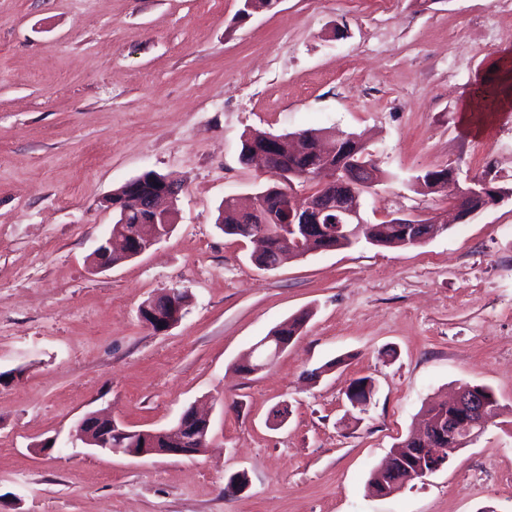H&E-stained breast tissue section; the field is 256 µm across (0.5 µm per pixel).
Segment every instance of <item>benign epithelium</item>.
<instances>
[{
	"mask_svg": "<svg viewBox=\"0 0 512 512\" xmlns=\"http://www.w3.org/2000/svg\"><path fill=\"white\" fill-rule=\"evenodd\" d=\"M303 154L314 158L312 165L314 175L320 182L319 191L313 195L302 194L292 190L281 196L280 211L274 215L266 211L265 196L254 194L246 206H236V216L240 224H252L256 216L266 212L267 220L275 224H334L336 235L345 236L352 241L361 239L363 227L368 224L364 217L361 186L370 188L376 185L375 174L377 163L374 159H365L358 155V137L348 135L337 139L327 133L317 139H309L303 134L290 138L266 135V140L257 146L249 155V161H258L276 181L288 182L289 176L300 177L296 170H290L285 161ZM361 168L364 181H353L355 168ZM430 186L424 191L447 188L452 191L455 205L452 218L465 220L505 198V194L497 185L490 184L479 177L470 179L467 185L461 186L450 177L448 182L428 179ZM126 194L121 198L114 196L107 200L108 207L120 211L124 229L115 231L101 241L90 254L92 268L106 270L116 266L113 258L130 260L150 251L162 236L155 235L144 238L140 225L151 223L159 214H167L176 209V202L181 188L176 183L159 175L155 186L145 192L138 178L124 183ZM136 212L138 219L127 222V215ZM178 291L170 290L160 293L165 298L168 314L158 316L160 331L173 328L182 319L186 304L177 299ZM288 346L278 336L270 335L259 342L254 349H263L271 356H277ZM452 402L464 408V414L448 425V432L457 438L458 443L466 445L473 441L477 429L486 426L493 420L488 413L489 404L481 391L470 385H463ZM210 420L195 409H187L176 425L158 431H139L137 433L125 429L109 416L96 413L85 415L77 426L78 437L93 449L110 450L133 457L147 455H163L187 457L199 453V448L206 445L210 433ZM137 434L145 441L140 449L124 446V437ZM164 438L168 447L152 446L155 438ZM422 460L417 472L423 476L442 469L448 458L442 449L432 447L429 437L422 439Z\"/></svg>",
	"mask_w": 512,
	"mask_h": 512,
	"instance_id": "7a95c632",
	"label": "benign epithelium"
}]
</instances>
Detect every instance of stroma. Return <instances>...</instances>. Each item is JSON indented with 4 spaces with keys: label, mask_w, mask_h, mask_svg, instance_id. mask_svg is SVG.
<instances>
[{
    "label": "stroma",
    "mask_w": 512,
    "mask_h": 512,
    "mask_svg": "<svg viewBox=\"0 0 512 512\" xmlns=\"http://www.w3.org/2000/svg\"><path fill=\"white\" fill-rule=\"evenodd\" d=\"M0 0V512H512V198L424 244L360 243L261 270L216 226L267 184L250 130L360 134L387 178L370 222L447 215L415 179L450 170L512 188V111L483 132L462 105L512 50V0ZM153 171L181 181L171 232L95 272L103 199ZM186 293L157 333L139 315ZM306 315L264 370L239 367ZM370 377L352 407L345 391ZM501 413L447 466L388 496L368 486L425 412L461 385ZM211 414L190 457L75 441L106 411L131 430ZM284 420L270 421L274 411ZM55 440L52 452L37 444ZM248 485L230 495V476ZM177 295L178 291L170 290L164 291L159 295L155 296L154 298H152V300H156L159 297H166L165 304L168 309V314L166 316L156 314L158 318L157 325L160 327V333L170 330L182 319L186 304L178 300Z\"/></svg>",
    "instance_id": "1"
}]
</instances>
